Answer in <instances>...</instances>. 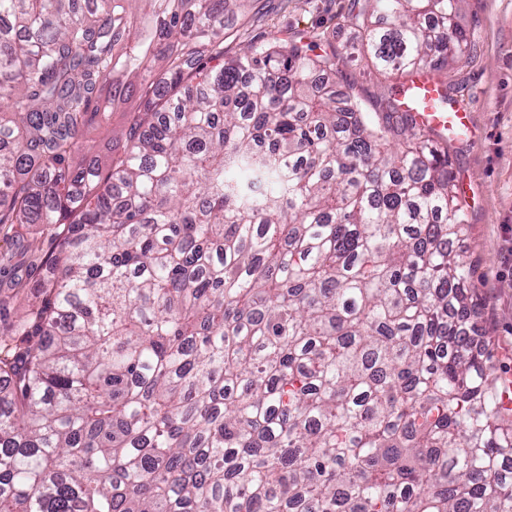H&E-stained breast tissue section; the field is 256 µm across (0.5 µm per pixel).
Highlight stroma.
<instances>
[{
	"label": "stroma",
	"instance_id": "stroma-1",
	"mask_svg": "<svg viewBox=\"0 0 512 512\" xmlns=\"http://www.w3.org/2000/svg\"><path fill=\"white\" fill-rule=\"evenodd\" d=\"M349 0H256L250 18L232 21L224 41L225 58L242 54L252 41L274 33L301 37L324 52L322 33L348 40ZM457 24L470 44L466 61L448 72V96L471 114L477 137L450 144L448 159L468 213V231L460 249L473 266L475 334L490 347L497 373L512 382V0H460ZM338 89L371 105L382 95V79L364 60L339 67ZM140 88L123 91L106 121L88 128L82 157L108 166L123 145L125 111L137 106ZM54 249V230L34 224L20 236H0V299L16 282L30 291L43 284V257Z\"/></svg>",
	"mask_w": 512,
	"mask_h": 512
}]
</instances>
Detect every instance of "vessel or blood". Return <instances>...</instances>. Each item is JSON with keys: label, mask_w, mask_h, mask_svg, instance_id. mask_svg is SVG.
<instances>
[{"label": "vessel or blood", "mask_w": 512, "mask_h": 512, "mask_svg": "<svg viewBox=\"0 0 512 512\" xmlns=\"http://www.w3.org/2000/svg\"><path fill=\"white\" fill-rule=\"evenodd\" d=\"M401 100L411 109L419 124L435 129L443 138L466 143L473 130L469 112L443 103L437 81L430 75L414 76L403 87Z\"/></svg>", "instance_id": "vessel-or-blood-1"}]
</instances>
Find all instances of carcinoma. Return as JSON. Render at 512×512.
Masks as SVG:
<instances>
[{
	"label": "carcinoma",
	"mask_w": 512,
	"mask_h": 512,
	"mask_svg": "<svg viewBox=\"0 0 512 512\" xmlns=\"http://www.w3.org/2000/svg\"><path fill=\"white\" fill-rule=\"evenodd\" d=\"M247 2L0 0V228L57 229L0 337V512H512L448 144L399 99L465 56L461 0H353L373 112L320 84L334 36L224 59ZM121 95L125 99L124 103L112 111V79L103 82L99 96L107 105L108 117L101 125H94L85 131L81 139L79 159L87 158L105 167L110 163L112 154L122 147L124 112L137 106L140 96L139 85L125 88Z\"/></svg>",
	"instance_id": "1"
}]
</instances>
